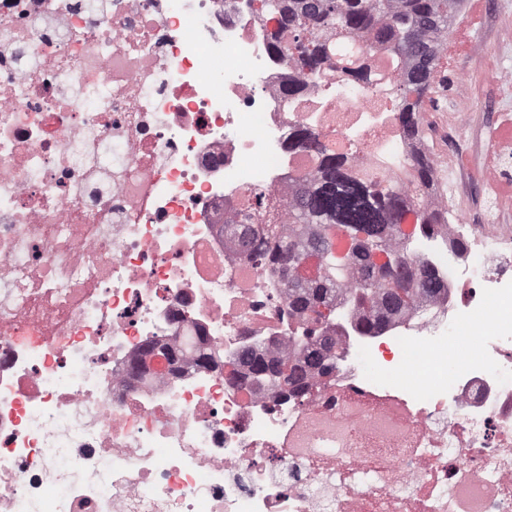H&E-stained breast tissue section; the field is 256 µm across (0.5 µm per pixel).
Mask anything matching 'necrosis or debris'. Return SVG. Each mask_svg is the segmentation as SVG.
Wrapping results in <instances>:
<instances>
[{
  "label": "necrosis or debris",
  "mask_w": 512,
  "mask_h": 512,
  "mask_svg": "<svg viewBox=\"0 0 512 512\" xmlns=\"http://www.w3.org/2000/svg\"><path fill=\"white\" fill-rule=\"evenodd\" d=\"M257 5L0 0V512H512L510 225L422 241L445 294L376 336L340 311L302 395L252 385L239 351L301 321L228 217L309 170L294 129L402 154L382 94L284 100ZM469 313L454 375L372 373Z\"/></svg>",
  "instance_id": "necrosis-or-debris-1"
}]
</instances>
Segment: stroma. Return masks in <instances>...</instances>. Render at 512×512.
<instances>
[{
  "label": "stroma",
  "mask_w": 512,
  "mask_h": 512,
  "mask_svg": "<svg viewBox=\"0 0 512 512\" xmlns=\"http://www.w3.org/2000/svg\"><path fill=\"white\" fill-rule=\"evenodd\" d=\"M464 32L463 41L448 44L444 70L449 77L466 78V96L439 111L426 113L436 125L458 123L454 139L431 137L428 147L440 166L438 178L448 197V210L465 215L472 224L512 225V209L504 208L481 176L487 155L496 166L506 158L503 150H492L491 135L512 119V88L500 84L503 72H512V0H465L455 20Z\"/></svg>",
  "instance_id": "1"
}]
</instances>
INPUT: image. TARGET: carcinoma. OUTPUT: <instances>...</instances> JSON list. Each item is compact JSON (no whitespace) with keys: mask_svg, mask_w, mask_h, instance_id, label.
I'll return each instance as SVG.
<instances>
[{"mask_svg":"<svg viewBox=\"0 0 512 512\" xmlns=\"http://www.w3.org/2000/svg\"><path fill=\"white\" fill-rule=\"evenodd\" d=\"M459 7L460 0H261L262 12L278 20L268 50L292 72L286 98L313 79L338 90L374 88L391 100L400 139L419 149L398 161V175L388 166L359 164L361 143L338 156L318 135L299 129L288 136V151L313 154L314 168L299 177L287 208L266 224L252 223L246 210L224 225L245 261L288 282V308L313 314L306 334L288 339L296 357L243 351L255 383L281 389L275 371L286 370L295 395L307 390L312 375L335 371L340 342L327 327L339 304L357 315L355 329L371 336L446 288L415 241L448 226V201L425 149L423 112L448 58Z\"/></svg>","mask_w":512,"mask_h":512,"instance_id":"cac0c4a2","label":"carcinoma"}]
</instances>
